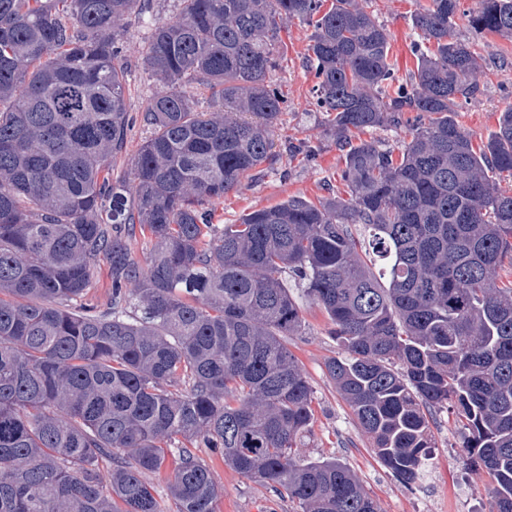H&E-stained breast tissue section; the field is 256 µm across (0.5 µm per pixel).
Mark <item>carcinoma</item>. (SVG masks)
<instances>
[{
  "mask_svg": "<svg viewBox=\"0 0 512 512\" xmlns=\"http://www.w3.org/2000/svg\"><path fill=\"white\" fill-rule=\"evenodd\" d=\"M139 2L0 0V512H166L145 474L169 456L177 512H215L224 488L195 448L301 512H382L346 463L298 456L315 409L287 344L304 325L290 277L345 352L326 370L379 460L417 483L426 411L447 405L491 512H512V282H497L512 194L489 176L512 174V106L481 145L455 120L481 67L453 34L461 0L414 14L433 50L405 84L363 0H178L143 57L168 90L143 112L132 179L114 180L132 124L119 21ZM469 17L512 38V0ZM286 19L313 27L312 93L347 197L218 228L203 205L273 160L284 99L267 76ZM385 125L408 133L399 155L352 142ZM101 259L110 304L71 309Z\"/></svg>",
  "mask_w": 512,
  "mask_h": 512,
  "instance_id": "1",
  "label": "carcinoma"
}]
</instances>
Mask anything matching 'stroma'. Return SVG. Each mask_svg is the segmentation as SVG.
<instances>
[{
  "instance_id": "stroma-1",
  "label": "stroma",
  "mask_w": 512,
  "mask_h": 512,
  "mask_svg": "<svg viewBox=\"0 0 512 512\" xmlns=\"http://www.w3.org/2000/svg\"><path fill=\"white\" fill-rule=\"evenodd\" d=\"M428 0H366L368 11L386 28L390 59L401 81L415 69L414 47L421 41L412 16ZM474 0H463L464 11L454 19L453 33L469 41L482 59L477 75L479 91L456 114L461 127L474 142L486 141L497 127V118L512 105V40L474 32L466 11ZM177 0H150L141 15L125 17L121 23L123 53L130 63L127 100L137 122L128 133L126 148L112 162L113 176L131 178L132 162L151 130L140 117L162 85L140 65L152 23L173 19ZM312 28L299 21L284 22L278 46V66L268 80L284 97V110L273 133L274 159L253 172L223 201L210 205L212 223L237 224L244 215L274 205L292 196L312 201L343 191L339 178L342 153L330 130L326 115L313 99L315 83L308 63ZM304 317L300 335L290 337L288 346L299 359L313 387L315 420L301 453L307 459L337 458L358 475L365 490L383 512H489L490 479L472 472L462 458L463 428L449 410L434 412L430 428L435 442L423 478L404 487L374 455L368 436L358 427L346 402L327 374L329 358L343 351L330 334V324L321 310L311 304L298 286H291ZM198 454L211 469L224 495L216 512H300L297 504L282 499L269 485L245 478L226 466L220 455L209 449Z\"/></svg>"
}]
</instances>
